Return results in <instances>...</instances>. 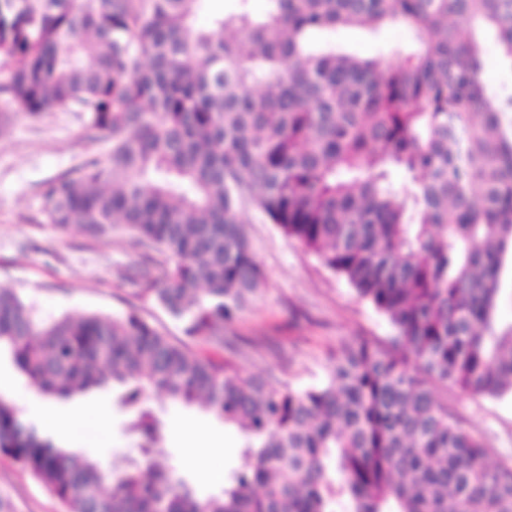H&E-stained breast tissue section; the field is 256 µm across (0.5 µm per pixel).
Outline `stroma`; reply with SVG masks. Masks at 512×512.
<instances>
[{"mask_svg":"<svg viewBox=\"0 0 512 512\" xmlns=\"http://www.w3.org/2000/svg\"><path fill=\"white\" fill-rule=\"evenodd\" d=\"M410 40L409 28L400 23L374 33L338 27L315 37L316 43H330L362 58L378 56ZM482 47V79L489 93L512 97V63L504 59L493 38H486ZM86 122L79 112H46L37 118L19 112L9 131L0 136V288L13 289L46 318L64 313L122 314L134 309L168 336L182 337L181 323L157 305L154 295L139 294L131 282L139 252L122 229H113L107 243L95 244L78 227L64 230L35 221L42 205V182L68 171L86 154L106 156L107 144L86 141ZM247 221L267 283L230 332L263 336L268 344L238 359L241 375L269 371L303 389L323 377L330 350L341 343L360 336L378 341L392 336L388 321L359 300L346 281L314 254L284 237L260 214L250 213ZM436 392L467 430L485 440L490 460L512 458L511 395L485 399L442 385ZM4 398L41 425L47 413L69 414L93 403L106 411L109 428L102 434L83 431L76 449L104 461L138 455L137 437L126 429L131 413L121 405L119 391L92 389L67 400H52L38 393L25 376L15 374L14 385ZM164 419L163 452L168 467L188 481L199 497L221 493L222 485L210 482L203 465L186 462L178 423L187 419L201 433L223 437L221 462L228 471L240 462L242 439L236 430L197 408L170 403L165 405ZM0 495L10 499L15 512H63L61 502L28 470L1 454Z\"/></svg>","mask_w":512,"mask_h":512,"instance_id":"stroma-1","label":"stroma"}]
</instances>
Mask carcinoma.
I'll list each match as a JSON object with an SVG mask.
<instances>
[{
  "label": "carcinoma",
  "instance_id": "carcinoma-1",
  "mask_svg": "<svg viewBox=\"0 0 512 512\" xmlns=\"http://www.w3.org/2000/svg\"><path fill=\"white\" fill-rule=\"evenodd\" d=\"M0 0V133L14 114L88 115L110 145L43 182L49 224L141 249V292L211 347L132 311L42 317L0 288V349L43 396L125 387L140 459L59 446L0 398V454L66 512H512V459L489 464L431 383L512 393V98L488 93L481 36L512 63V0ZM402 22L412 43L363 59L312 37ZM403 174L392 181L394 172ZM261 213L390 322L296 390L243 377L227 337L265 285L245 229ZM160 392L243 436L224 491L199 498L160 461Z\"/></svg>",
  "mask_w": 512,
  "mask_h": 512
}]
</instances>
